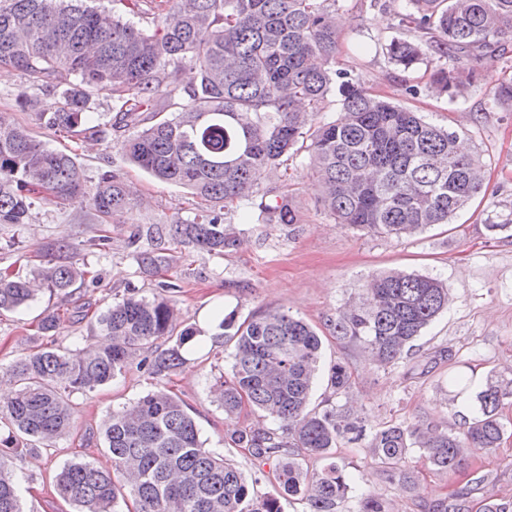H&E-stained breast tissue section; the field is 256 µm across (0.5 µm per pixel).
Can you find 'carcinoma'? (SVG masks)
Wrapping results in <instances>:
<instances>
[{
  "mask_svg": "<svg viewBox=\"0 0 512 512\" xmlns=\"http://www.w3.org/2000/svg\"><path fill=\"white\" fill-rule=\"evenodd\" d=\"M340 0H149L161 27L153 32L84 0H0V66L21 72L30 85L58 96L38 124L101 140L129 132L120 146L128 160L156 179L189 189L199 214L177 219L171 240L210 254L238 249L242 240L224 215L256 193L268 172L288 175V160L309 153L318 203L352 229L384 238L411 236L446 224L484 187L479 158L459 152V133L438 127L387 99L370 94L336 67ZM400 24L427 39L394 38L392 64L411 70L429 54L443 59L433 75L450 98L477 80L482 53L512 37V0H407ZM189 60L195 76L185 85L176 64ZM338 92L342 113L319 121L323 101ZM112 100L114 115L92 117V96ZM512 103V80L494 84L493 103ZM86 194L82 168L52 150L24 126L0 114V225L27 223L35 200L73 205ZM97 211L119 220L132 210L135 190L114 171L93 187ZM243 221H301L288 193L264 198ZM151 275L166 258L155 249L137 254ZM88 271L73 262L47 263L32 277L0 278V312L35 300L34 284L68 293ZM439 280L402 271L371 276L329 320L339 341L358 344L380 366L406 361L423 330L448 307ZM98 344L42 348L0 375L15 386L0 408V512H24L16 462L50 447L70 428L69 396L90 393L121 373L139 352L161 338L169 346L140 361L164 380L187 363L195 331L180 328L174 303L130 291L96 317ZM218 328L233 342L231 372L213 387L228 417L249 406L272 426L244 427L232 442L254 463H275V491L259 495L234 465L204 447L185 404L164 388L109 414L101 432L113 470L72 461L54 476V488L78 512H114L128 491L139 512H392L391 503L359 488L358 476L336 457L340 442L361 449L411 484L402 470L419 451L433 469L453 475L467 451L488 453L504 435L502 409L512 400V377L490 374L477 385L458 370L448 377L457 393L473 392L471 416L452 432L439 424H389L369 430L364 419L338 404L351 387L350 367L329 369L330 394L309 407L322 341L303 319L267 310L241 323L224 315ZM321 463L315 469L308 462ZM458 490L432 512H468Z\"/></svg>",
  "mask_w": 512,
  "mask_h": 512,
  "instance_id": "1",
  "label": "carcinoma"
}]
</instances>
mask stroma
I'll list each match as a JSON object with an SVG mask.
<instances>
[{
  "label": "stroma",
  "instance_id": "35a3bbf8",
  "mask_svg": "<svg viewBox=\"0 0 512 512\" xmlns=\"http://www.w3.org/2000/svg\"><path fill=\"white\" fill-rule=\"evenodd\" d=\"M341 5L346 19L339 32L341 68L372 93L459 132L466 152L485 165L482 194L449 223L402 239L370 236L337 224L318 207L313 170L308 155L302 153L289 162L288 183L267 173L257 186L264 193L287 185L300 210V224L292 229L243 224L238 214H229L243 239L238 250L212 255L173 245L165 252L167 268L152 277L137 262L138 251L159 245L145 232L150 229L164 236L176 218H193L192 195L132 166L120 149L121 133L92 142L40 127L35 110H20L15 102L18 92L29 87L25 76L5 70L0 75V113L75 158L88 184H95L105 171L123 174L136 189V203L125 223L105 225L90 201L60 207L38 200L27 224L0 225V276H26L63 257L85 266L93 277L74 295L46 291L30 307L0 314V365L45 347L95 343V317L113 298L131 289L150 297L167 283L183 326L196 332L187 350L188 361L171 376L169 387L194 417L205 448L233 461L245 474H252L254 465L231 435L256 418L245 411L239 418L227 419L211 393L215 380L231 371L230 349L216 335L219 321L231 311L242 320L269 309L286 310L322 334L312 404H320L326 395L329 367L344 361L352 374L348 405L369 428L399 421L441 423L452 431L461 428L472 399L451 392L449 375L461 364L472 369L479 381L489 373L512 369V235L493 236L486 229L488 219L512 216V107L492 101L493 81L512 79V41L505 50L484 55L477 64L483 81L452 99L430 87V74L441 64L438 56L429 55L409 71L387 58L386 44L402 33L399 14L406 7L404 0H342ZM63 241L70 250L62 254L58 245ZM391 270L443 281L450 302L416 340L410 359L384 368L369 361L360 346L336 342L326 324L365 280ZM48 313L61 319L57 335L38 330L41 315ZM445 348L452 350L453 359L440 357ZM157 385V379L133 363L96 391L71 395L70 433L55 447L39 449L20 463L18 491L27 512H74L53 488L55 473L76 458L111 468L112 457L100 436L103 420ZM503 419L507 431L499 447L470 458L466 470L456 475L431 470L419 454H412L406 461L414 475L410 488L390 478L358 446L343 444L336 453L348 469L358 470L362 489L390 501L394 512H423L425 506L464 487L473 473L488 474L484 488L475 491L469 502V512H483L488 500L512 499V405L505 406Z\"/></svg>",
  "mask_w": 512,
  "mask_h": 512
}]
</instances>
